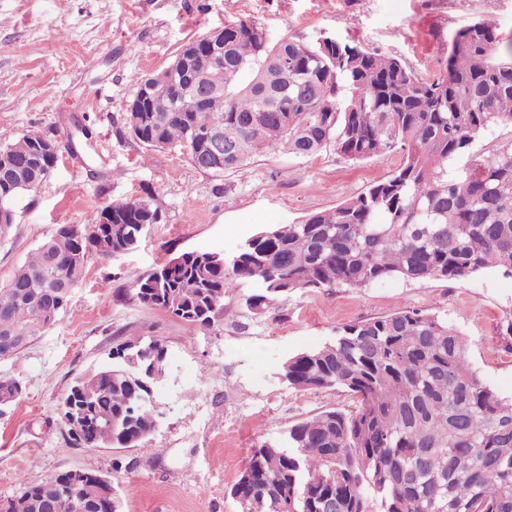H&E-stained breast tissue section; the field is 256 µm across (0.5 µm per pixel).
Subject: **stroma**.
Returning a JSON list of instances; mask_svg holds the SVG:
<instances>
[{
    "label": "stroma",
    "instance_id": "obj_1",
    "mask_svg": "<svg viewBox=\"0 0 512 512\" xmlns=\"http://www.w3.org/2000/svg\"><path fill=\"white\" fill-rule=\"evenodd\" d=\"M477 21L512 40V0H0V133L63 137L80 123L92 134L13 201L14 222L0 236V284L60 225L88 223L109 202L141 198L161 213L134 250L90 256L67 312L27 349L0 359V377L22 387L0 404V500L24 483L80 469L111 479L118 512H238L230 489L254 448L304 418L353 405L333 387H290L283 363L344 325L406 309L444 319L464 338L479 375L512 395V336L502 333L512 321V278L498 271L298 289L259 317L244 304L253 283L240 280L202 329L133 296L136 277L182 252L232 256L260 228L335 208L387 178L401 159L353 162L329 142L306 157L277 148L239 170L205 171L126 134L135 76L165 67L190 39L253 22L274 42L330 37L433 80L446 71L454 34ZM129 336L157 337L166 349L148 449L67 446L60 399Z\"/></svg>",
    "mask_w": 512,
    "mask_h": 512
}]
</instances>
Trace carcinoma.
Returning a JSON list of instances; mask_svg holds the SVG:
<instances>
[{
  "label": "carcinoma",
  "mask_w": 512,
  "mask_h": 512,
  "mask_svg": "<svg viewBox=\"0 0 512 512\" xmlns=\"http://www.w3.org/2000/svg\"><path fill=\"white\" fill-rule=\"evenodd\" d=\"M196 43L191 86L178 69L134 78L157 89L145 111L126 112L137 144L177 150L199 169H241L284 146L315 154L328 141L352 161L401 151L392 174L332 210L299 223L273 224L230 258L187 251L160 279L136 278L134 297L184 323L208 328L239 279L256 285L247 309L262 316L296 289L365 288L398 278L462 280L490 269L512 276V149L473 157L449 170L491 127L512 124V42L476 23L458 32L448 73L419 77L397 58L357 45L288 38L272 43L255 23L224 28V51ZM224 133L234 154L215 165L210 134ZM61 152L52 137L30 133L0 143V233L12 224L11 201L39 187ZM87 224H64L0 285V336L21 337L20 352L64 313L90 255L137 246L158 209L143 199L113 201ZM464 338L434 314L407 309L345 325L336 338L282 365L297 390L336 387L354 405L305 418L254 449L230 495L239 512H512V397L487 384L465 356ZM165 372L160 340L129 337L111 362L73 381L58 414L78 410L84 440L147 448L156 423L150 387ZM22 393L0 377V403ZM52 473L5 500L7 512H94L91 484L64 485Z\"/></svg>",
  "instance_id": "1"
}]
</instances>
